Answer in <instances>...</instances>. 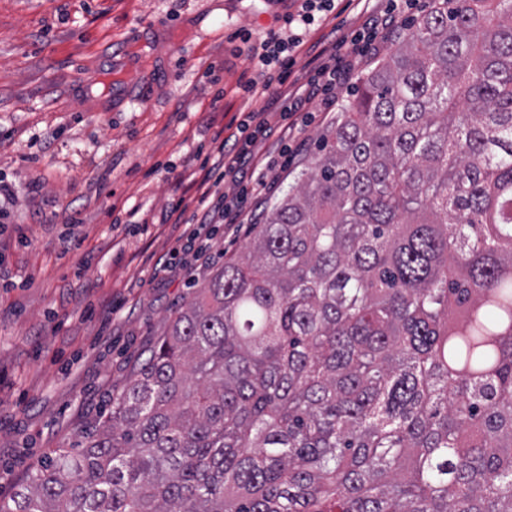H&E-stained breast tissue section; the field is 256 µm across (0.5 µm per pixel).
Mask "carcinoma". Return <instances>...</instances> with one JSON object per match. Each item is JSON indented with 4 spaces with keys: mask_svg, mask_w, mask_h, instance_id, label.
<instances>
[{
    "mask_svg": "<svg viewBox=\"0 0 512 512\" xmlns=\"http://www.w3.org/2000/svg\"><path fill=\"white\" fill-rule=\"evenodd\" d=\"M0 512H512V0H433Z\"/></svg>",
    "mask_w": 512,
    "mask_h": 512,
    "instance_id": "carcinoma-1",
    "label": "carcinoma"
}]
</instances>
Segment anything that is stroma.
<instances>
[{"label": "stroma", "instance_id": "obj_1", "mask_svg": "<svg viewBox=\"0 0 512 512\" xmlns=\"http://www.w3.org/2000/svg\"><path fill=\"white\" fill-rule=\"evenodd\" d=\"M310 26L293 75L361 30L389 0H335ZM68 11L59 22V8ZM296 0H0V499L54 449L72 447L141 368L191 279L252 237L214 225L201 268L182 253L172 199L251 110L272 131L254 146L290 161L251 209L256 221L308 163L336 116L311 101L285 140L280 97L250 98L254 49ZM224 109L212 111L216 90ZM80 224H72V216Z\"/></svg>", "mask_w": 512, "mask_h": 512}]
</instances>
